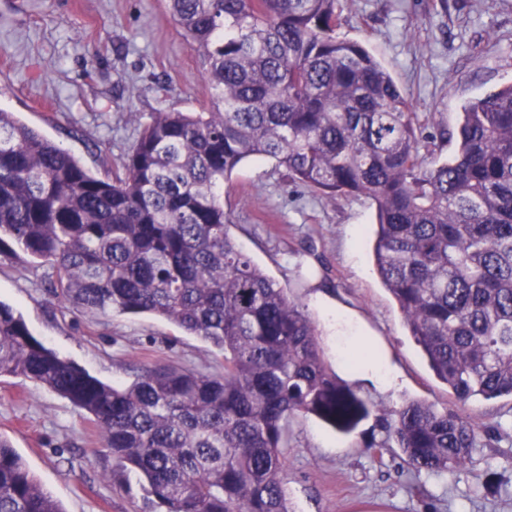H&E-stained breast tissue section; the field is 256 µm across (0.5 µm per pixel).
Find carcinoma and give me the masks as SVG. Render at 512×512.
<instances>
[{
	"label": "carcinoma",
	"mask_w": 512,
	"mask_h": 512,
	"mask_svg": "<svg viewBox=\"0 0 512 512\" xmlns=\"http://www.w3.org/2000/svg\"><path fill=\"white\" fill-rule=\"evenodd\" d=\"M205 58L209 106L155 112L124 174L99 178L0 110V257L48 271L53 296L151 314L224 353V372L157 365L126 387L91 376L0 302V378L86 412L145 512H288V420L344 433L371 409L329 368L301 305L229 235L224 181L269 158L330 200L363 196L373 254L410 335L448 393L512 398V84L462 112L455 154L429 164L415 113L337 0H166ZM416 473L465 465L479 425L410 400L386 421ZM0 512H63L0 436Z\"/></svg>",
	"instance_id": "1"
}]
</instances>
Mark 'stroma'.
<instances>
[{
    "instance_id": "obj_1",
    "label": "stroma",
    "mask_w": 512,
    "mask_h": 512,
    "mask_svg": "<svg viewBox=\"0 0 512 512\" xmlns=\"http://www.w3.org/2000/svg\"><path fill=\"white\" fill-rule=\"evenodd\" d=\"M341 37L390 72L424 137L455 130L473 98L512 83V0H338ZM206 63L165 0H0V109L101 178L121 173L150 113L200 111ZM234 242L314 321L336 375L372 404L351 434L294 418L285 454L290 512H512V400L456 405L409 336L372 259L374 207L328 201L272 159L241 163L224 184ZM0 301L60 356L115 386L147 368L221 372L222 354L149 314H93L55 298L29 258L0 260ZM367 346L382 384L348 351ZM458 406L480 426L465 466L414 474L399 448L372 455L383 417L408 400ZM0 435L64 512H143L136 476L114 474L89 419L34 382L0 378Z\"/></svg>"
}]
</instances>
